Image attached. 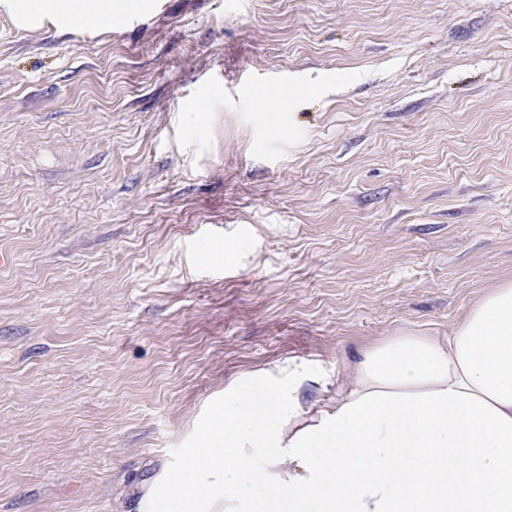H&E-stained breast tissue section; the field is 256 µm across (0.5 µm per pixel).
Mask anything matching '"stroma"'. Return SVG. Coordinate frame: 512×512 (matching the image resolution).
<instances>
[{
	"label": "stroma",
	"instance_id": "35a3bbf8",
	"mask_svg": "<svg viewBox=\"0 0 512 512\" xmlns=\"http://www.w3.org/2000/svg\"><path fill=\"white\" fill-rule=\"evenodd\" d=\"M0 512H137L231 378L512 281V0L0 13ZM21 26L49 23L60 30L116 29L119 16L140 11L142 0H3Z\"/></svg>",
	"mask_w": 512,
	"mask_h": 512
}]
</instances>
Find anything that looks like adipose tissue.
Wrapping results in <instances>:
<instances>
[{
	"instance_id": "adipose-tissue-1",
	"label": "adipose tissue",
	"mask_w": 512,
	"mask_h": 512,
	"mask_svg": "<svg viewBox=\"0 0 512 512\" xmlns=\"http://www.w3.org/2000/svg\"><path fill=\"white\" fill-rule=\"evenodd\" d=\"M142 0H0L23 26L115 28ZM138 512H512V282L445 337L232 380Z\"/></svg>"
}]
</instances>
